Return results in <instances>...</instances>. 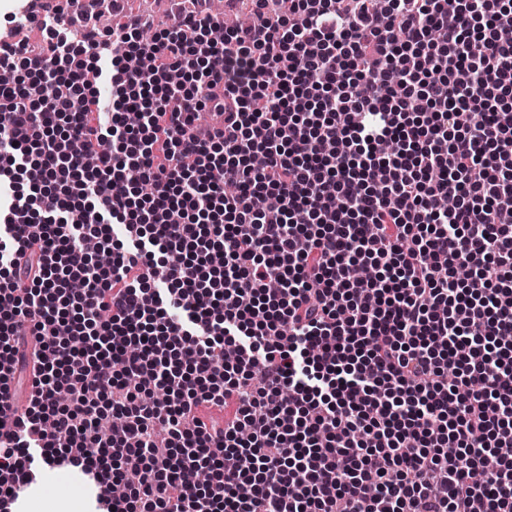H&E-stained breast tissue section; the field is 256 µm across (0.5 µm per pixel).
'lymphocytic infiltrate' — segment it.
Instances as JSON below:
<instances>
[{
    "mask_svg": "<svg viewBox=\"0 0 512 512\" xmlns=\"http://www.w3.org/2000/svg\"><path fill=\"white\" fill-rule=\"evenodd\" d=\"M252 2L0 44V507L73 465L103 512H512V0Z\"/></svg>",
    "mask_w": 512,
    "mask_h": 512,
    "instance_id": "1",
    "label": "lymphocytic infiltrate"
}]
</instances>
